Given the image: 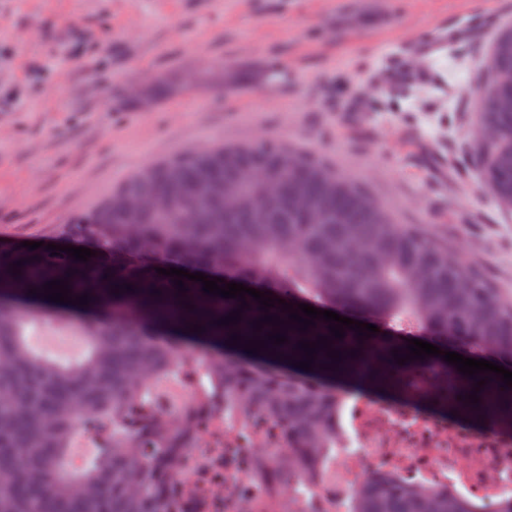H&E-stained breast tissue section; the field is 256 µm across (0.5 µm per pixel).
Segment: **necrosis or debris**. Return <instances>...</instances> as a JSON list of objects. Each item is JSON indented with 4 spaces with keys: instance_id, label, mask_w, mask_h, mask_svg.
I'll return each instance as SVG.
<instances>
[{
    "instance_id": "1",
    "label": "necrosis or debris",
    "mask_w": 512,
    "mask_h": 512,
    "mask_svg": "<svg viewBox=\"0 0 512 512\" xmlns=\"http://www.w3.org/2000/svg\"><path fill=\"white\" fill-rule=\"evenodd\" d=\"M229 433L181 449L173 503L176 512H348L364 483L448 490L483 512L512 499V463L504 459L512 436L494 424L474 430L436 419L408 403L344 400L336 446L309 466L308 477L282 483L293 456L274 416L245 415L235 405L221 413Z\"/></svg>"
}]
</instances>
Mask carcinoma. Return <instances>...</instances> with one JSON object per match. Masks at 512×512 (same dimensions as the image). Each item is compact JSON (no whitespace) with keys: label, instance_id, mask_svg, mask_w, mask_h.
<instances>
[{"label":"carcinoma","instance_id":"carcinoma-1","mask_svg":"<svg viewBox=\"0 0 512 512\" xmlns=\"http://www.w3.org/2000/svg\"><path fill=\"white\" fill-rule=\"evenodd\" d=\"M488 91L479 95V123L502 132L483 148L482 177L496 200L512 206V27L502 29L486 62ZM252 178L241 181L242 173ZM235 197L224 207V195ZM123 196L159 198L155 208L129 210ZM369 194L313 156L266 141L218 146L148 165L90 212L65 225L55 245L84 243L95 255L84 263L64 251L30 250L0 241V294L20 291L44 297L43 285L69 282L74 295H87L98 318L81 324L88 354L77 365L36 356L24 342L27 315L0 300V512H172L177 476L170 459L198 434L175 419L160 429L121 423L133 407L147 409L162 374L173 378L193 363L208 386L189 396L184 410L207 415L227 400L245 398L253 410L273 414L288 433L305 475L323 452L336 420L340 395L321 383L286 386L257 373L250 363L187 347L156 343L153 326L167 324L179 334L190 325L199 335L262 340L281 358L306 360L299 341L323 336L339 357L316 349L312 372L345 371L382 380L399 393L444 414L453 409L481 423L494 421L512 434V386L495 373L467 377L441 356L409 360L402 339L389 329L369 338L344 329L331 336L329 323L300 331L280 325L288 342L256 330L264 310L241 308V299L203 292L200 282L175 280L155 270L170 257L195 273L227 270L246 286L272 288L274 298L304 299L327 309L352 307L387 325L410 317L423 337L441 351L477 345L487 361L512 364V306L477 266L462 262L447 246L422 239L395 223ZM21 274L13 273V264ZM194 309H188V306ZM242 319L221 325L229 313ZM487 378L477 392L474 383ZM112 417V448L83 474L63 469L62 456L76 429ZM350 512H483L477 504L446 490L418 492L389 485L362 487Z\"/></svg>","mask_w":512,"mask_h":512}]
</instances>
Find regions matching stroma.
<instances>
[{
    "instance_id": "obj_1",
    "label": "stroma",
    "mask_w": 512,
    "mask_h": 512,
    "mask_svg": "<svg viewBox=\"0 0 512 512\" xmlns=\"http://www.w3.org/2000/svg\"><path fill=\"white\" fill-rule=\"evenodd\" d=\"M465 0H0V240L54 238L144 165L218 144L276 139L366 188L400 224L480 266L512 305V208L480 174L472 137L493 14L451 72L444 99L417 91L408 111L382 96L360 112L382 40H411ZM169 90L141 109L134 91ZM45 322L81 314L21 293Z\"/></svg>"
}]
</instances>
